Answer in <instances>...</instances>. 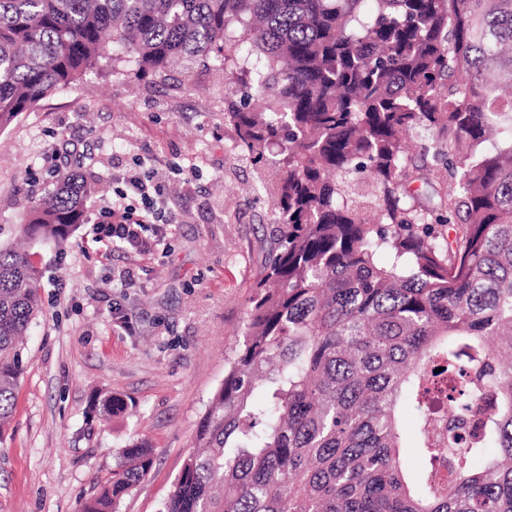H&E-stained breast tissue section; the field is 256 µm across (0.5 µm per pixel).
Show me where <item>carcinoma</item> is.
Instances as JSON below:
<instances>
[{
	"mask_svg": "<svg viewBox=\"0 0 512 512\" xmlns=\"http://www.w3.org/2000/svg\"><path fill=\"white\" fill-rule=\"evenodd\" d=\"M212 62L240 154L277 171V229L162 512H512V0H0V131L88 71ZM90 192L61 176L0 245V430L34 248ZM120 457L80 512H119L154 465Z\"/></svg>",
	"mask_w": 512,
	"mask_h": 512,
	"instance_id": "1",
	"label": "carcinoma"
}]
</instances>
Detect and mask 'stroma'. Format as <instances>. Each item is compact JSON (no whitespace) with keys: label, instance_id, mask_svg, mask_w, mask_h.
Masks as SVG:
<instances>
[{"label":"stroma","instance_id":"35a3bbf8","mask_svg":"<svg viewBox=\"0 0 512 512\" xmlns=\"http://www.w3.org/2000/svg\"><path fill=\"white\" fill-rule=\"evenodd\" d=\"M225 89L214 69L189 82L177 70L136 82L90 74L0 133V243L16 241L59 175L82 172L94 187L88 224L41 251L42 307L0 435V512H77L136 440L149 443L155 465L120 512H160L167 499L241 337L259 243L275 233L269 199L224 121ZM139 160L164 171L179 223L167 252L102 256L90 224L115 176ZM121 274L129 287H113ZM100 390L124 398L127 412L95 416Z\"/></svg>","mask_w":512,"mask_h":512}]
</instances>
